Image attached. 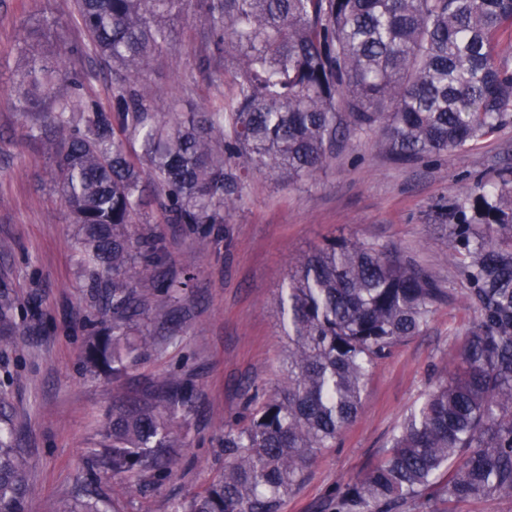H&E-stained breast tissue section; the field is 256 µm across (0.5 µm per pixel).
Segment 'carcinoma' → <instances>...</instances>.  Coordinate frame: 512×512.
I'll return each mask as SVG.
<instances>
[{
  "instance_id": "carcinoma-1",
  "label": "carcinoma",
  "mask_w": 512,
  "mask_h": 512,
  "mask_svg": "<svg viewBox=\"0 0 512 512\" xmlns=\"http://www.w3.org/2000/svg\"><path fill=\"white\" fill-rule=\"evenodd\" d=\"M85 52L112 63L104 105L68 76L57 22L39 12L17 44L14 88L54 164V189L78 226L75 250L112 327L89 348L93 368L124 375L159 343L192 276L160 275L167 249L144 220L148 196L166 224H196L212 248L242 200V177L297 184L336 142L378 131L397 161L466 151L512 121V62L499 36L512 0H73ZM195 8L209 53L234 78L215 107L155 118L151 62L168 49L169 17ZM140 143L133 161L126 144ZM439 224L476 320L446 353L434 387L390 447L329 504L331 512H447L438 504L512 501V169L477 180ZM136 281L149 288L133 287ZM451 300L435 270L375 241L333 239L298 259L276 298L287 339L282 386L247 400L224 427V473L173 512H281L318 451L361 414L370 369ZM15 329L0 295V336ZM195 411L189 383L168 373L121 398L72 501L45 512H108L101 478L130 493L170 475L173 430ZM28 470L0 427V512H26Z\"/></svg>"
}]
</instances>
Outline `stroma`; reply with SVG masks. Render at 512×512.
<instances>
[{
    "label": "stroma",
    "instance_id": "stroma-1",
    "mask_svg": "<svg viewBox=\"0 0 512 512\" xmlns=\"http://www.w3.org/2000/svg\"><path fill=\"white\" fill-rule=\"evenodd\" d=\"M44 11L57 18V35L71 52L69 68L88 76L87 96L107 101L109 81L97 64L79 54L86 43L72 0H0V292L8 293L17 327L0 340V419L8 421L27 461V512H43L75 492L85 462L98 448L116 406L117 387L130 395L146 391L170 371L188 375L197 410L179 427V463L159 484L127 493L121 480L102 488L117 512H171L224 470V430L215 415L235 422L245 412L246 386L273 394L283 381L285 340L273 305L299 254L326 239L378 241L440 269L455 299L440 307L419 335L398 347L370 373L363 410L333 447L322 449L302 486L282 512H323L344 484L362 478L424 393L436 383L449 346L461 344L475 319L464 299L447 243L435 230L443 209L467 195L476 179L497 178L512 163V122L471 150L414 163L380 153L377 133L338 144L336 156L303 182L288 185L253 174L230 218V246L200 251L184 224H161L168 245L166 275L193 272L179 304L172 340L164 341L121 380L91 368L86 352L99 315L74 256L77 227L53 192L52 167L12 86L15 44L28 19ZM172 52L146 72L161 88L154 103L168 117L173 99L183 111L201 110L230 95L223 61L202 67L206 30L194 13L175 21Z\"/></svg>",
    "mask_w": 512,
    "mask_h": 512
}]
</instances>
